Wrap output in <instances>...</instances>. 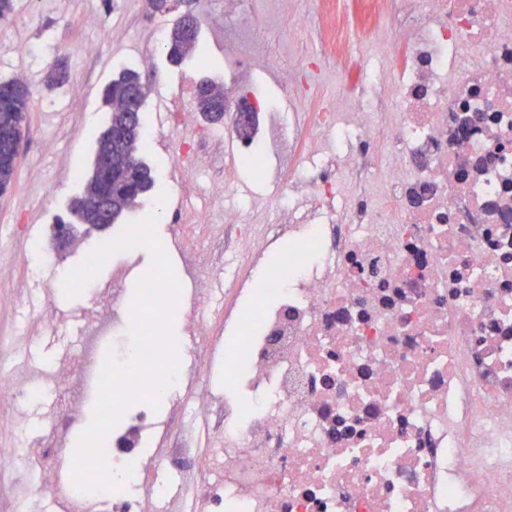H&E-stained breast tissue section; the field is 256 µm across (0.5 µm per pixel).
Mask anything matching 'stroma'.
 Returning <instances> with one entry per match:
<instances>
[{
  "instance_id": "obj_1",
  "label": "stroma",
  "mask_w": 512,
  "mask_h": 512,
  "mask_svg": "<svg viewBox=\"0 0 512 512\" xmlns=\"http://www.w3.org/2000/svg\"><path fill=\"white\" fill-rule=\"evenodd\" d=\"M192 7L201 18L197 53L207 54L206 67L194 65V55L181 63H170L164 47L154 46L161 30H172L183 12L176 5L168 12L153 11L147 0H14L8 20L0 21V81L25 70L32 91L29 121L25 128L16 169L15 186L0 197V265L10 275L0 277V294L15 295L12 309L0 312V363L4 366L47 364L58 367L60 355L76 359L81 351L76 332L88 328L90 311L100 308L96 288H84L75 298H66L58 286L61 267H74L81 257L73 248L58 251L57 265L43 266L31 275L26 260L33 243L53 246L51 228L55 218L68 214L71 200L83 192L74 174H89L96 143L109 122L104 91L120 73L139 71L137 58L147 46L155 48V64L145 79L150 87L144 109L153 120L152 155L175 157L180 136L166 121L169 108L196 111V87L204 80H224V13L219 0H194ZM255 12L274 10L276 21L270 34L273 50L286 62L302 93L289 100L288 111L306 112L320 100L346 94L354 79L351 70L322 67L311 28L293 26L294 17L312 19L315 0H253ZM24 40L43 48V56L18 57L13 42ZM96 45V52L77 56L69 50L74 42ZM58 59L67 61L70 78L64 86H48L46 75ZM51 151H44L45 142ZM164 197L167 209L159 218L156 232L163 244L177 234L174 216L187 206L175 178L158 176L154 196ZM154 196L141 199L117 221L118 227L140 219L154 209ZM53 312L51 327H31L34 312ZM66 390L51 400L31 401L25 415L0 402V456L27 450L30 460L48 459L52 451L54 425H65ZM49 492L40 486L17 493L14 475L0 472V512H39Z\"/></svg>"
}]
</instances>
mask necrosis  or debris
<instances>
[{
	"mask_svg": "<svg viewBox=\"0 0 512 512\" xmlns=\"http://www.w3.org/2000/svg\"><path fill=\"white\" fill-rule=\"evenodd\" d=\"M224 11L234 113L259 105L248 70L282 59L258 45L250 0ZM386 19L404 54L380 73L358 63L378 94L351 108L322 103L307 124L271 112L228 137L172 108L181 185L207 169L211 201L251 157L263 175L298 168L266 207L275 221L228 212L176 239L194 305L227 284L223 337L192 328L224 390L177 403L187 428L170 443L147 403L128 408L115 448L150 492L113 512H512V0H318L324 58L343 62ZM284 236L287 255L258 268ZM94 322L87 354L40 380L1 369L0 396H96L112 336ZM172 456L197 457L192 475L167 470Z\"/></svg>",
	"mask_w": 512,
	"mask_h": 512,
	"instance_id": "obj_1",
	"label": "necrosis or debris"
}]
</instances>
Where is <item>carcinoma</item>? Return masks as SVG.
Wrapping results in <instances>:
<instances>
[{"label":"carcinoma","mask_w":512,"mask_h":512,"mask_svg":"<svg viewBox=\"0 0 512 512\" xmlns=\"http://www.w3.org/2000/svg\"><path fill=\"white\" fill-rule=\"evenodd\" d=\"M196 45L184 46L178 29H173L166 41V54L173 61H180L190 54ZM68 66L59 62L47 75V85L53 86L68 81ZM139 80L135 72L125 73L112 80L106 89L105 98L110 109L109 126L97 140L95 155H112V213L108 224L112 225L127 211L134 208L140 199L148 196L156 184V169L146 164L141 154L148 149L143 123L126 129L116 137L112 127L120 122V110L128 104L130 83ZM32 93L28 84L17 80L0 82V123L10 128L17 140H22L31 110ZM18 153L6 144L0 145V195L10 191L15 182ZM98 179L92 171L86 179L83 194L72 205V212L85 224L99 223L94 209L92 191Z\"/></svg>","instance_id":"1"}]
</instances>
